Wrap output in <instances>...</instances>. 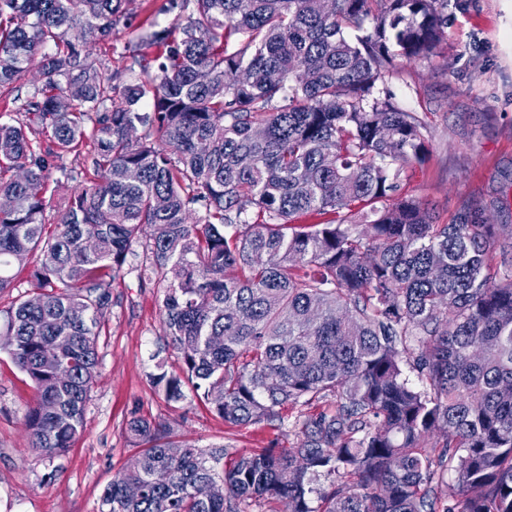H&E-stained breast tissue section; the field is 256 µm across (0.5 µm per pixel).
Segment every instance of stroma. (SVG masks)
Returning a JSON list of instances; mask_svg holds the SVG:
<instances>
[{"label":"stroma","instance_id":"35a3bbf8","mask_svg":"<svg viewBox=\"0 0 512 512\" xmlns=\"http://www.w3.org/2000/svg\"><path fill=\"white\" fill-rule=\"evenodd\" d=\"M154 21L174 23L168 0H126L111 42L91 37L87 47L109 70H124L130 63L127 47ZM507 29L512 30V0H448L446 40L428 57L399 60L382 84L395 105L417 113L428 148L398 193L428 204L440 223L455 220L464 204L481 202L493 223L512 226V42L501 38ZM90 148L83 142L65 158L78 170L77 179L51 173L46 224L56 223L61 199L94 181L85 163ZM37 261L33 253L14 265L11 287L0 290V324L19 300L37 293ZM141 261L128 257L112 283V304L100 318L99 363L83 431L73 448L50 457L31 447L25 420L35 390L9 350L0 348V512H99L105 488L137 455L127 433L134 413L168 423L176 445H226L253 453L273 441L283 448L296 442L298 408L285 409L281 423L236 428L194 394L171 402L152 386L157 364L175 371L181 362L164 340L160 290L138 277Z\"/></svg>","mask_w":512,"mask_h":512}]
</instances>
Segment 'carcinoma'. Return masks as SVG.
I'll return each mask as SVG.
<instances>
[{"instance_id":"obj_1","label":"carcinoma","mask_w":512,"mask_h":512,"mask_svg":"<svg viewBox=\"0 0 512 512\" xmlns=\"http://www.w3.org/2000/svg\"><path fill=\"white\" fill-rule=\"evenodd\" d=\"M238 2L170 0L176 22L109 73L85 41L112 37L124 0H0V88L41 61L27 119L0 115V197L15 201L0 210V290L33 252L43 288L0 330L36 391L31 447L79 439L111 281L140 247L181 360L150 375L168 400L189 386L234 427L328 396L335 409L301 414L293 448L178 457L169 426L134 414L144 448L107 512H512V248L495 251L500 225L477 204L441 224L393 197L423 125L374 94L397 60L446 40L448 0ZM86 139L97 180L48 233L45 180L75 178L57 161ZM54 345L56 366L42 359Z\"/></svg>"}]
</instances>
